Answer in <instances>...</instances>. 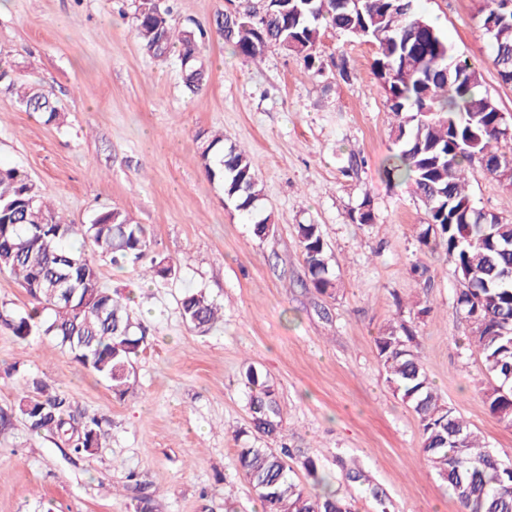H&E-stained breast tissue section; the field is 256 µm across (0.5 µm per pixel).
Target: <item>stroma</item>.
<instances>
[{"label":"stroma","instance_id":"1","mask_svg":"<svg viewBox=\"0 0 512 512\" xmlns=\"http://www.w3.org/2000/svg\"><path fill=\"white\" fill-rule=\"evenodd\" d=\"M170 4L174 27L207 32L209 78L195 96L176 57L156 60L142 49L133 0H0V59L61 111L46 123L0 86V165L23 169L70 222L127 213L149 227L152 256L179 268L151 281L98 264L102 286L128 298L148 328L134 390L121 399L54 340L23 343L0 326V406L19 400L21 375L39 376L111 434L81 456L20 422L0 434V512H135L131 471L153 493L154 512H266L237 460L238 448L255 443L314 458L354 512L378 506L363 486L344 482L347 466L383 490L388 512H464L421 451L417 416L385 379L380 330L392 319L412 328L442 399L506 464L512 429L485 404L490 379L455 309L452 264L443 248L418 242L424 207L383 173L393 118L373 47L325 26L313 68L276 47L254 62L214 26L225 0ZM414 6L453 54L480 64L483 92L512 115V83L498 76L479 26L484 0ZM217 130L252 158L271 216L264 237L200 163L201 134ZM468 192L484 210L512 215V188L479 166ZM364 202L374 222L352 223ZM299 224L321 229L333 256L330 293L309 280ZM417 264L425 277L414 274ZM192 288L224 305L223 323L209 333L182 320L180 300ZM249 364L278 388L276 438L248 431L241 374Z\"/></svg>","mask_w":512,"mask_h":512}]
</instances>
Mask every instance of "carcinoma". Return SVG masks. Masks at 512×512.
I'll return each instance as SVG.
<instances>
[{"label":"carcinoma","instance_id":"obj_1","mask_svg":"<svg viewBox=\"0 0 512 512\" xmlns=\"http://www.w3.org/2000/svg\"><path fill=\"white\" fill-rule=\"evenodd\" d=\"M166 0H137L135 34L155 59L175 55L187 63L185 88L196 94L207 78L202 36L174 29ZM370 43L373 71L386 92L394 117V149L384 166L389 180L406 185L422 203L430 223L419 234L443 245L460 288L456 307L471 325L469 344L477 348L485 373L495 380L484 393L490 413L512 428V219L484 213L465 193L473 162L511 158L512 136L498 130L501 109L481 91L478 65L451 54L438 28L415 10L413 0H234V8L216 18L224 43L251 60L270 47L312 63L320 22ZM492 63L512 83V12L489 33ZM0 85L16 95L26 112L46 122L60 110L34 85L0 65ZM200 158L218 179L224 196L238 211L253 214L264 196L248 152L224 145V136L206 137ZM313 287L321 294L335 288L331 255L317 224L295 227ZM147 226L118 210L102 211L88 224H72L50 215L45 195L16 167L0 166V272L15 276L33 307L0 310V325L21 342L36 334L54 338L83 367L100 376L112 394L133 387L132 363L144 349L147 330L133 321L127 306L99 280L97 259L142 267L151 248ZM152 278L166 279L177 267L153 259ZM186 325L208 332L222 319V308L202 289L180 301ZM415 336L402 322L390 321L375 338L377 355L394 392L419 418L421 449L438 477L465 512H512V464H504L480 436L442 400L414 347ZM248 390L249 428L260 436L280 433L283 423L274 382L249 365L241 376ZM27 395L0 406V432L21 419L35 433L55 435L77 453L106 443L108 430L94 417L77 421L66 395L39 377L24 379ZM292 452L247 446L239 449L243 475L268 512H352V505L329 488L316 462L301 467L323 492L311 495L289 477Z\"/></svg>","mask_w":512,"mask_h":512}]
</instances>
